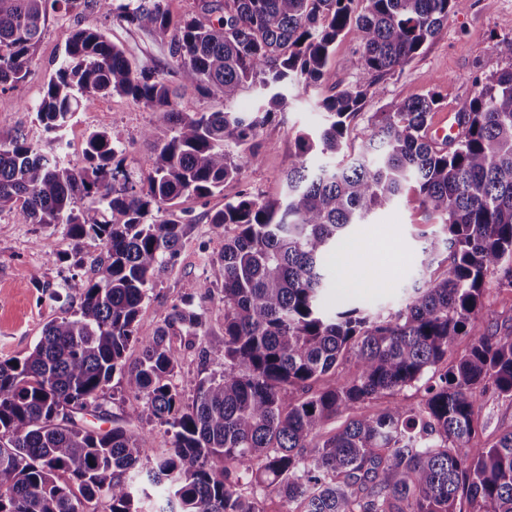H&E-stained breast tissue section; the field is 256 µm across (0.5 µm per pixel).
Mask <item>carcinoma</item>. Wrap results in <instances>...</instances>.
<instances>
[{"mask_svg": "<svg viewBox=\"0 0 512 512\" xmlns=\"http://www.w3.org/2000/svg\"><path fill=\"white\" fill-rule=\"evenodd\" d=\"M103 13L151 33L182 80L224 103L249 88L269 98L256 112H196L165 77L134 69L98 30L72 29L35 106L60 137L74 114L115 94L159 113L141 136L154 145L145 180L124 167L125 148L104 129L86 137L83 164L61 160L23 134L0 137V212L21 224H63L70 237L103 247L74 311L47 323L23 358L0 360V512H264L274 489L288 512H512V431L490 447L480 401L512 399V330L473 333L486 283L512 287V65L478 80L458 114L459 139L429 135L434 93L371 117L370 134L348 151V130L370 90L412 59L448 15L469 0H193L173 20L165 0H95ZM88 0H0V92L29 64L48 6L68 12ZM361 47L358 84L325 97L326 122L296 137L285 193L243 191L211 216L224 247L212 275L224 290V337L209 345L219 376L198 383L185 406L172 384V337L191 345L204 314L187 292L153 336L137 318L156 278L172 266L190 220L184 196L205 198L259 161V129L325 75L343 33ZM322 162L308 165L311 156ZM413 184L440 225L423 248L424 271L400 308L329 310L325 260L353 226ZM468 350L448 361L459 341ZM131 343L142 348L133 367ZM343 384L320 380L346 361ZM172 429L166 455L142 461L130 428L91 430L76 415L100 408L114 377ZM400 401L361 414L330 436L337 414L406 387ZM229 465H224V462Z\"/></svg>", "mask_w": 512, "mask_h": 512, "instance_id": "obj_1", "label": "carcinoma"}]
</instances>
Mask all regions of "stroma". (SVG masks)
Instances as JSON below:
<instances>
[{
  "label": "stroma",
  "instance_id": "obj_1",
  "mask_svg": "<svg viewBox=\"0 0 512 512\" xmlns=\"http://www.w3.org/2000/svg\"><path fill=\"white\" fill-rule=\"evenodd\" d=\"M74 28L104 31L137 68L163 69L169 84L180 89L183 101L196 111L223 110L222 93L203 95L182 86L177 69L168 64L161 45L148 33L106 18L98 7L89 5L78 12L49 11L29 75L14 89L0 92V135L23 132L29 141L55 148L64 160L75 163L83 156L88 131L105 129L124 144L127 170L146 173L151 147L140 132L159 118L149 108L118 95L100 100L78 112L56 145L31 110L63 53L66 31ZM511 37L512 0H469L467 9L449 15L416 57L379 82L365 102L362 117L350 127V147L358 148L369 134V116L414 96L435 92L441 98L440 111L451 115L464 111L479 91L477 78L512 66L511 59L493 49L497 41ZM359 53L353 35L338 39L325 78L309 91H289L283 111L260 130L256 139L259 163L246 168L240 179L226 181L223 190L212 196L180 199L179 208L192 223L175 264L149 290L137 324L139 335H154L171 306L180 303L186 283L203 282L194 303L204 312L205 335L190 346L177 338L172 341L178 359L173 383L184 402H191L201 379L223 370L207 354L210 341L224 336V293L210 281L212 263L224 240L210 224L211 215L246 188L265 197L284 193V175L296 161L297 134L321 126L324 114L319 101L358 82ZM435 229L410 189L373 213L367 223L354 226L326 261L327 306L401 307L411 285L422 277L424 237ZM102 254L101 246L92 240L75 244L64 225L20 224L13 213H0V360L25 356L48 322L63 310L78 307V286L91 275L94 260ZM474 325L480 334L511 327L512 288L489 280L484 307ZM480 418L485 425L481 443L495 441L512 428V399L487 395Z\"/></svg>",
  "mask_w": 512,
  "mask_h": 512
}]
</instances>
